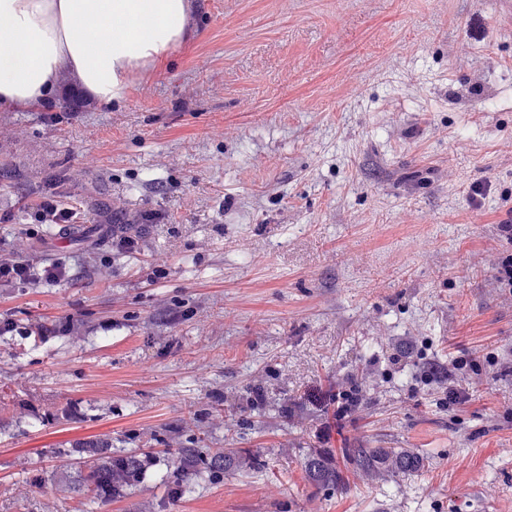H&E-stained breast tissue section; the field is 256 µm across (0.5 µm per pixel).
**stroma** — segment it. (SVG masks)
I'll return each mask as SVG.
<instances>
[{
	"instance_id": "stroma-1",
	"label": "stroma",
	"mask_w": 512,
	"mask_h": 512,
	"mask_svg": "<svg viewBox=\"0 0 512 512\" xmlns=\"http://www.w3.org/2000/svg\"><path fill=\"white\" fill-rule=\"evenodd\" d=\"M197 35L127 100L50 121L0 105V238L72 275L0 288V512H512V0H194ZM65 173L66 229L34 221ZM492 188L473 210V183ZM153 213L139 255L101 225ZM75 320L85 332L27 335ZM475 360L452 406L425 371ZM363 399L339 411L336 396ZM151 445L83 503L63 448ZM413 448L414 476L342 488L302 463ZM256 457L178 483L179 449Z\"/></svg>"
}]
</instances>
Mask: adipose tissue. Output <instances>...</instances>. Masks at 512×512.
<instances>
[{"label":"adipose tissue","mask_w":512,"mask_h":512,"mask_svg":"<svg viewBox=\"0 0 512 512\" xmlns=\"http://www.w3.org/2000/svg\"><path fill=\"white\" fill-rule=\"evenodd\" d=\"M191 0H0V104L43 102L63 76L123 102L131 78L191 42Z\"/></svg>","instance_id":"1"}]
</instances>
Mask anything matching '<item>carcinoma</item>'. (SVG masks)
Instances as JSON below:
<instances>
[{"instance_id": "cac0c4a2", "label": "carcinoma", "mask_w": 512, "mask_h": 512, "mask_svg": "<svg viewBox=\"0 0 512 512\" xmlns=\"http://www.w3.org/2000/svg\"><path fill=\"white\" fill-rule=\"evenodd\" d=\"M91 106L65 96L53 105L59 112H82ZM76 453L81 459L82 470L70 489L93 502L121 494L127 487L139 481L145 459L144 452H130L114 456L103 441L78 442L61 453ZM343 456L352 471L367 484H378L395 477H409L425 467L426 457L410 448H345ZM251 457L231 448L219 450L204 460L194 451L183 448L176 457V471L185 478L205 464L210 468L226 466L246 467ZM304 473L308 481L323 486H340L343 475L327 455L319 452L306 457Z\"/></svg>"}]
</instances>
